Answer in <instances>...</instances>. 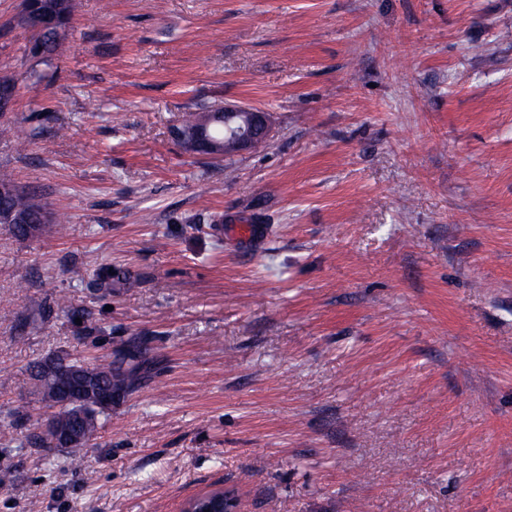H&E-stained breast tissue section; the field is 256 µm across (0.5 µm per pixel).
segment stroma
<instances>
[{
    "instance_id": "1",
    "label": "stroma",
    "mask_w": 512,
    "mask_h": 512,
    "mask_svg": "<svg viewBox=\"0 0 512 512\" xmlns=\"http://www.w3.org/2000/svg\"><path fill=\"white\" fill-rule=\"evenodd\" d=\"M21 10L0 168L55 220L0 224V512H512V0H75L47 62ZM226 105L264 150L172 139ZM123 348L80 467L35 445L29 364ZM224 137L213 138L207 124L196 135V145L207 150L211 157H223L242 151L252 150L257 141H267L271 134V121L268 112L250 107L224 106ZM211 492V491H210ZM210 492H205L194 496L192 501L187 507L184 508V512H239V500L233 492L224 491V495L210 500L208 497H203ZM198 498V499H196Z\"/></svg>"
}]
</instances>
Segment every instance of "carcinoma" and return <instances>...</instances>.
<instances>
[{
	"label": "carcinoma",
	"instance_id": "obj_1",
	"mask_svg": "<svg viewBox=\"0 0 512 512\" xmlns=\"http://www.w3.org/2000/svg\"><path fill=\"white\" fill-rule=\"evenodd\" d=\"M71 11L72 0H24L23 12L27 16L22 21L37 19L42 23L40 60L50 59L57 50L62 40L61 31L65 30ZM0 186L13 189V194L0 197V212L9 210L18 218V222L11 225V233L23 239L33 237L35 225H43L48 221L47 202L37 192L18 187L7 170H0ZM135 358L136 355L131 351H120L113 361L109 359L90 363L51 356L35 362L31 366V374L41 400L45 403L52 405L59 402L58 382L64 377L76 376L85 384L82 395L54 415L51 437L40 436L37 443L48 447L52 437L59 438L70 433H78L85 438L94 436L101 427V417L109 410L101 402V394H115L120 387L129 383L133 370L123 374L117 365H128Z\"/></svg>",
	"mask_w": 512,
	"mask_h": 512
}]
</instances>
